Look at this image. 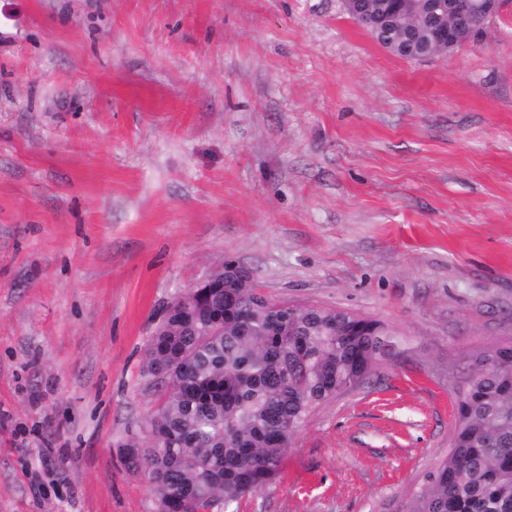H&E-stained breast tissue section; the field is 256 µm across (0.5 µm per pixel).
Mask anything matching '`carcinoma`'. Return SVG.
<instances>
[{
	"instance_id": "carcinoma-1",
	"label": "carcinoma",
	"mask_w": 512,
	"mask_h": 512,
	"mask_svg": "<svg viewBox=\"0 0 512 512\" xmlns=\"http://www.w3.org/2000/svg\"><path fill=\"white\" fill-rule=\"evenodd\" d=\"M420 18L399 12L366 27L406 59ZM401 345L385 323L340 308L295 311L270 304L254 277L190 297L162 322L146 350V384L164 388L145 441L123 445L165 512H237L273 483L286 441L310 412L348 384L360 385ZM475 355L459 390L448 456L426 473L403 512H512V343Z\"/></svg>"
}]
</instances>
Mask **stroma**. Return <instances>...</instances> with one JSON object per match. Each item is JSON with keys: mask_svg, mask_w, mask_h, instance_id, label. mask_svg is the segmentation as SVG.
<instances>
[{"mask_svg": "<svg viewBox=\"0 0 512 512\" xmlns=\"http://www.w3.org/2000/svg\"><path fill=\"white\" fill-rule=\"evenodd\" d=\"M229 258L403 348L239 512H401L512 341V0L418 60L341 0H0V512H156L145 349Z\"/></svg>", "mask_w": 512, "mask_h": 512, "instance_id": "stroma-1", "label": "stroma"}]
</instances>
